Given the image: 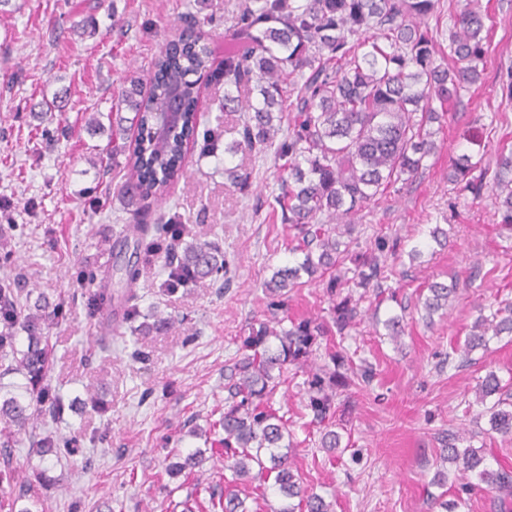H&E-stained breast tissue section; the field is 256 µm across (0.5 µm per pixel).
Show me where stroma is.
I'll return each instance as SVG.
<instances>
[{
    "label": "stroma",
    "instance_id": "stroma-1",
    "mask_svg": "<svg viewBox=\"0 0 512 512\" xmlns=\"http://www.w3.org/2000/svg\"><path fill=\"white\" fill-rule=\"evenodd\" d=\"M240 0H12L0 12V280L50 303L93 286L108 289L111 309L90 312L85 299L66 319L51 321L48 380L68 403L59 421L33 420L17 436L13 464L22 478L45 473L49 512H168L186 489L166 475L165 440L184 424L206 437L184 436V451L202 449V484L223 479L222 433L209 432L224 407V368L237 356L242 330L262 318V283L278 268L302 261L297 232L281 220L273 154L241 149L232 157H203L188 148L182 177L150 200L144 223L176 218L184 243L218 242L233 270L226 288L204 281L163 293L164 255L136 251L134 220L120 199L109 132L90 133L93 114L109 113L126 75L146 74L159 49L186 26V13L211 17L202 36L219 67L232 38ZM481 13L488 54L480 81L448 106L437 135L439 151L409 183H397L354 221L357 250L377 236L399 238L404 254L387 258L383 288L395 300L376 302L366 292L363 319L344 336L319 338L310 359L319 365L327 347L343 345L372 364L370 385L336 395V427L346 444L335 453L318 446L319 428L304 408L305 375L289 367L283 396L293 446L290 455L305 486L334 512H439L430 496L442 434L473 433L490 468H512V436L488 433L475 389L488 373L512 379V337L492 338L488 349L462 355L479 312L512 304V231L502 229L494 188L481 195L448 181L452 158L471 155L495 168L512 150V96L503 83L512 69V0H452L436 22L448 31L462 8ZM64 97L66 109L38 119L35 105ZM69 126L61 134L60 126ZM252 175L241 194L225 167ZM442 227L447 245L428 231ZM419 259H410L411 247ZM141 276L127 286L125 267ZM456 282L445 317L426 326L417 308L432 282ZM134 290L142 313L159 309L174 326L162 333L131 332L119 300ZM403 315L399 341L384 322ZM77 438L80 455L55 459L31 448L47 434Z\"/></svg>",
    "mask_w": 512,
    "mask_h": 512
}]
</instances>
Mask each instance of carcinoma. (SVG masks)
Masks as SVG:
<instances>
[{"label":"carcinoma","mask_w":512,"mask_h":512,"mask_svg":"<svg viewBox=\"0 0 512 512\" xmlns=\"http://www.w3.org/2000/svg\"><path fill=\"white\" fill-rule=\"evenodd\" d=\"M440 0H251L237 15L234 43L224 50V66L206 71L207 62L196 49L197 36L187 31L169 41L149 63V89H143L139 75L126 80L115 103L112 124L128 121L136 137L123 165L124 182L118 193L144 201L164 194L167 186L183 172L189 143L196 142L200 86L194 76L207 72L208 83L224 85L225 112H244L238 129L240 140L224 145V154L244 146L257 154L274 152L280 161L279 205L282 220L298 231L296 250L301 263L276 270L263 282L268 298L266 320H259L239 337L240 357L224 374V412L213 427L224 430L226 468L224 494L209 497L211 512H249L245 499L231 487L272 484L281 496L270 512H332L331 504L302 487L289 460L284 443L290 437L288 420L274 408V397L283 383L288 366L300 367L313 354L318 338L336 327L339 335L356 324L357 301L343 289L381 288L387 278L382 258L398 256V240L381 236L363 253L352 258L353 276L336 274L328 279L325 292L331 302V323L316 318L290 321L283 326L280 312L288 307L289 293L301 286V273L308 279L334 270L345 260L355 216L380 199L403 177H413L433 155L435 123L442 124L446 106L460 90L477 83L484 71L487 36L483 17L465 9L449 29L448 46L438 39L429 19L438 11ZM183 87V121L160 139L152 134L156 113L166 107L168 87ZM439 106H434V103ZM133 113L128 119L121 115ZM290 117L288 135L277 139L280 122ZM203 133L200 154L211 156L223 134L220 118ZM477 164L462 156L451 162L448 182L480 195L482 183L468 179ZM224 172L239 192L248 191L251 173L237 167ZM496 203L503 223L512 230V151L500 153L493 177ZM146 236L163 232L173 246L167 249V278L163 291L174 293L205 279L229 280V262L216 242L188 244L178 248L182 229L175 222L138 224ZM422 319L433 322L434 314L446 313L457 289L441 282L427 287ZM12 287L10 279L0 281V359L27 380L25 389L35 403L16 396L0 400V484L8 488L10 508L0 501V512H47L30 485L16 479L10 442L17 431L38 410L53 419L63 417L65 404L47 380L49 350L42 336V323L62 317L64 304L53 308ZM27 332L26 349L15 347V329ZM512 334V305L485 316L479 315L464 344V354L485 348L489 336ZM328 362L308 374L305 409L312 422L321 426L320 447L331 452L341 445V436L331 429L336 386L348 388L358 382L370 384V366H348L336 374L334 366L348 362L344 351L325 352ZM477 402L486 408L490 430L512 436V391L491 372L477 387ZM74 454L70 442L51 435L40 440L34 452L40 456L61 451ZM441 464H453L463 471L478 472L480 483L461 485L453 502L445 494L437 498L444 512H456L466 497L482 490L494 491L500 505L512 498V470L487 466L481 449L443 442ZM165 472L185 478L203 464V451L183 453L169 448ZM298 499L293 504L291 500Z\"/></svg>","instance_id":"obj_1"}]
</instances>
